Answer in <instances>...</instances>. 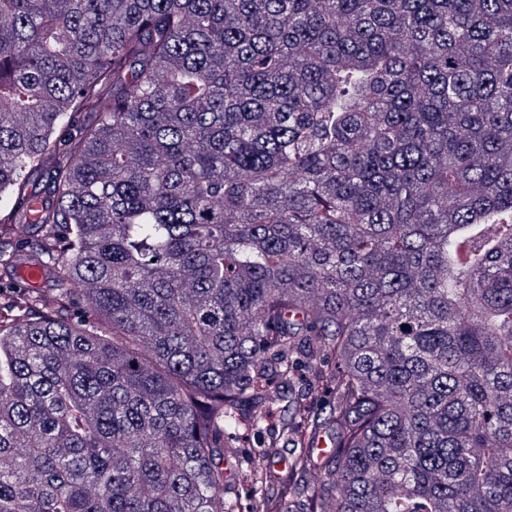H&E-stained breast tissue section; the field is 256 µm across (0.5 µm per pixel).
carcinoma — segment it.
<instances>
[{
	"mask_svg": "<svg viewBox=\"0 0 512 512\" xmlns=\"http://www.w3.org/2000/svg\"><path fill=\"white\" fill-rule=\"evenodd\" d=\"M21 224L0 512H512V0H0ZM18 254L13 274L14 280L27 290L45 288L49 278L48 270L50 271L53 267L42 261L47 270L41 263L29 258L24 252ZM287 405L288 386H283L276 399L266 409V425L263 431L255 429L247 420L242 422L239 429L240 448H235L238 453L245 454L253 442L277 429L286 416Z\"/></svg>",
	"mask_w": 512,
	"mask_h": 512,
	"instance_id": "obj_1",
	"label": "carcinoma"
}]
</instances>
